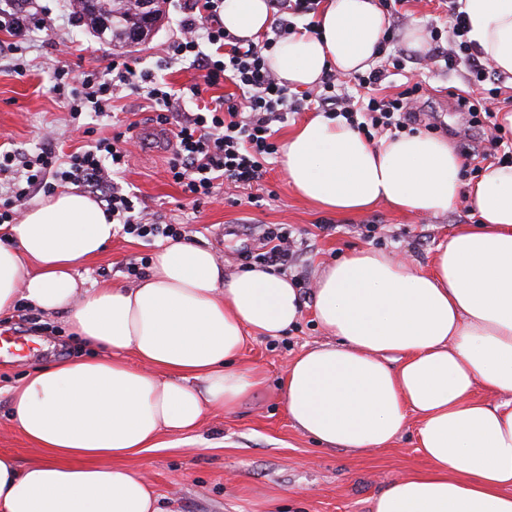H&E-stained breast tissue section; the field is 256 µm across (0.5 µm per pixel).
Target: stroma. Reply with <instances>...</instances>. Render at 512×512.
<instances>
[{
  "label": "stroma",
  "mask_w": 512,
  "mask_h": 512,
  "mask_svg": "<svg viewBox=\"0 0 512 512\" xmlns=\"http://www.w3.org/2000/svg\"><path fill=\"white\" fill-rule=\"evenodd\" d=\"M46 25L19 41L16 64H0V144L21 153L42 147L52 135L57 148L71 152L102 137H112L136 125L147 144L137 152L122 183L146 199L151 218L165 224H184L191 243L210 248L225 276L243 270L237 250V231L243 224H289L305 233L308 248L303 268L316 280L324 263L360 249H375L426 268L437 245L460 224L478 220L466 197H459L438 215L403 213L386 203L356 213L325 212L298 196L288 182L280 159H272L260 184L235 187L222 184L200 206L185 200L167 172L172 146L155 129L153 111L142 97L126 93L115 100L109 118L72 120L69 108L52 92L53 70L67 64L74 72L105 69L123 56L137 69L148 71L173 89L193 83L197 71L190 61L169 62L167 45L179 32L184 13L179 0H165L155 31L138 45L127 47L102 40L85 25H71L62 0H41ZM429 111L448 126L447 140L459 148L466 126L448 106L451 89H465L462 72H415ZM375 222L376 239L360 237L359 225ZM333 232H323V225ZM114 236L95 259L78 264L76 275L86 284L134 286L126 266L163 247ZM22 339L19 348H0V452L20 463L39 457L11 418L9 397L34 368L82 353L69 336L63 315L45 314L18 306L0 316V341ZM328 336L305 304L298 321L283 336L248 339L236 364L263 369L266 381L235 410H207L192 431L161 433L154 449L123 459L121 465L144 476L159 497L163 512H370L373 497L388 483L429 471L418 449L419 420L410 416L408 428L390 445L367 451L330 448L297 430L288 418L281 383L292 360Z\"/></svg>",
  "instance_id": "stroma-1"
}]
</instances>
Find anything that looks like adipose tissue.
Wrapping results in <instances>:
<instances>
[{
	"instance_id": "adipose-tissue-1",
	"label": "adipose tissue",
	"mask_w": 512,
	"mask_h": 512,
	"mask_svg": "<svg viewBox=\"0 0 512 512\" xmlns=\"http://www.w3.org/2000/svg\"><path fill=\"white\" fill-rule=\"evenodd\" d=\"M462 9L469 39L512 77V0ZM271 22L267 0H224L238 38L257 41ZM315 22L265 54L285 84L374 64L386 28L375 0H326ZM283 164L300 196L336 213L385 201L436 215L467 193L479 221L458 225L429 271L371 249L326 266L313 307L332 340L297 356L282 396L293 425L332 448L386 445L418 416L431 469L390 483L372 512H512V166L487 165L466 185L446 140L413 133L375 146L323 116L288 134ZM112 236L104 210L69 190L22 213L0 244V313L21 300L64 313L91 350L12 389V417L42 454L22 465L0 453V512H159L148 482L118 460L161 430L195 428L206 409L233 410L264 383L261 369L235 364L248 334L279 336L301 315L288 276L225 278L210 250L184 241L163 246L136 287H85L76 266ZM480 385L499 402L477 399Z\"/></svg>"
}]
</instances>
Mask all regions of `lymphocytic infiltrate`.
Returning a JSON list of instances; mask_svg holds the SVG:
<instances>
[{"instance_id":"obj_1","label":"lymphocytic infiltrate","mask_w":512,"mask_h":512,"mask_svg":"<svg viewBox=\"0 0 512 512\" xmlns=\"http://www.w3.org/2000/svg\"><path fill=\"white\" fill-rule=\"evenodd\" d=\"M270 4L278 20L272 37L258 45L225 30L221 20L224 0H184L187 16L183 35L170 45V62L192 59L199 81L190 86L191 95L227 80L239 90L238 100L197 112L176 111L178 96L167 83L158 81L150 72L136 70L121 57L113 59L104 72L92 69L76 74L68 66H56L52 90L69 103L76 117L86 110L107 115L114 97L124 89L153 104L154 122L170 127L175 139L168 172L194 205L211 197L217 180L237 187L261 182L270 159L278 151L273 140L276 126L311 99L371 141L405 130H432L433 125L427 122L420 106L421 83L407 84L392 96L375 93L392 77L406 74L408 56L395 48L394 28H387L384 33L382 45L389 50L384 62L368 72L345 78L326 73L318 88L298 95L268 68L264 52L278 39L295 34V18L314 13L319 0H270ZM468 31L459 0H446L444 22L426 27L430 45L426 65L431 69L453 71L462 67L467 71L470 91L451 93L450 106L454 111L468 113L473 126L481 128L486 139L463 144L462 156L469 161L491 156L512 165V142L501 135L502 126L491 99L472 92L473 86L490 81L491 74L469 40ZM134 143V138L119 134L95 140L69 154L51 147L26 155L0 150V175L6 177L8 184L7 196L0 201V224L15 223L21 207L34 193L75 185L101 203L116 233L147 242L184 238L185 227L149 221L142 200L119 186L117 179L134 156ZM247 231L260 246L239 249L238 256L244 264L291 272L296 288H308L307 276L299 270L304 247L295 228L288 224H251Z\"/></svg>"}]
</instances>
